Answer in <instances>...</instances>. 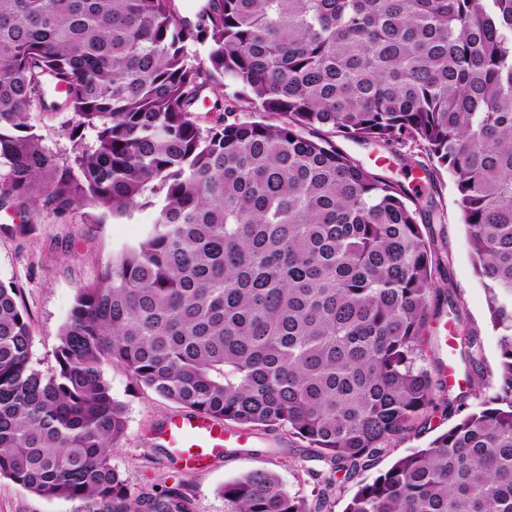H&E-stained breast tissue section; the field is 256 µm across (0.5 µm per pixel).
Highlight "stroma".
<instances>
[{
  "mask_svg": "<svg viewBox=\"0 0 512 512\" xmlns=\"http://www.w3.org/2000/svg\"><path fill=\"white\" fill-rule=\"evenodd\" d=\"M386 173L418 194H434L440 206L442 221L430 229L441 258L437 280L452 289L464 326L476 333L482 368L467 373L458 352L445 342L446 320L442 317L430 322L427 350L419 363L431 368L440 360L451 367L448 386L452 394L468 392V406L476 407L478 395L492 393L498 384L499 343L489 321L486 293L474 272L465 229L459 221L452 180L446 176L436 185H429L422 172L397 160L392 161ZM154 217L153 209L144 208L128 217L90 224L84 222L78 210L62 218L34 212L29 217V233L0 230V283L20 291L34 331L32 363L37 369L45 371L54 366L57 334L69 317L78 289L97 276L113 251L139 239ZM104 374L113 397L125 407L127 421L125 436L112 451V464L134 491L150 492L178 485L189 497L193 512H224L220 493L224 482L251 471L266 470L276 474L292 494L308 500L322 499L323 512H343L357 490L355 482L330 481L329 463L315 461L310 470H302L307 450L284 427L247 429L253 448L225 449L223 457L203 471L182 472L176 459L156 438L158 430L180 414V407L137 385L122 369L108 366ZM458 417L456 411L437 407L415 431L392 440L375 464L362 472V479L369 481L384 473L396 459L425 446ZM76 509V503L49 501L0 478V512Z\"/></svg>",
  "mask_w": 512,
  "mask_h": 512,
  "instance_id": "35a3bbf8",
  "label": "stroma"
}]
</instances>
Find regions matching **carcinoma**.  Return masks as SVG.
<instances>
[{"label": "carcinoma", "instance_id": "cac0c4a2", "mask_svg": "<svg viewBox=\"0 0 512 512\" xmlns=\"http://www.w3.org/2000/svg\"><path fill=\"white\" fill-rule=\"evenodd\" d=\"M208 86L233 93L203 126ZM345 142L452 177L500 364L344 512H512V0H0V210L156 214L78 289L46 373L0 284V478L80 512H192L112 466L107 365L191 416L285 427L346 480L422 423L445 391L443 362L416 364L427 325L443 302L461 321L426 235L442 214ZM220 492L224 512L322 508L262 470Z\"/></svg>", "mask_w": 512, "mask_h": 512}]
</instances>
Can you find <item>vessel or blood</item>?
<instances>
[{
	"instance_id": "1",
	"label": "vessel or blood",
	"mask_w": 512,
	"mask_h": 512,
	"mask_svg": "<svg viewBox=\"0 0 512 512\" xmlns=\"http://www.w3.org/2000/svg\"><path fill=\"white\" fill-rule=\"evenodd\" d=\"M159 437L189 472L207 467L222 456L226 448L246 443L243 434L226 430L215 421L186 415L172 418Z\"/></svg>"
}]
</instances>
